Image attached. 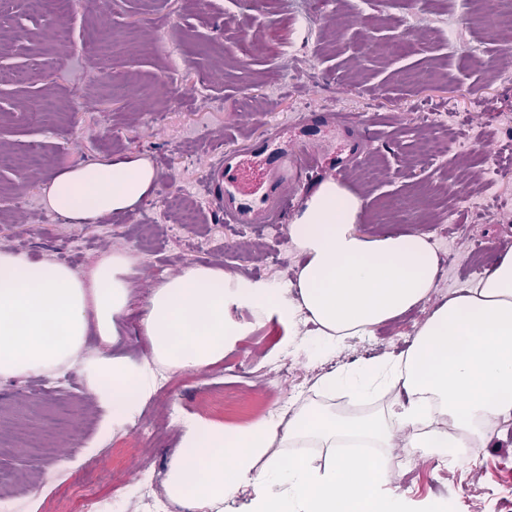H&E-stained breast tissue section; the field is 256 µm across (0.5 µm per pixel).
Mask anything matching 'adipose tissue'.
<instances>
[{
	"label": "adipose tissue",
	"mask_w": 512,
	"mask_h": 512,
	"mask_svg": "<svg viewBox=\"0 0 512 512\" xmlns=\"http://www.w3.org/2000/svg\"><path fill=\"white\" fill-rule=\"evenodd\" d=\"M156 178L149 162L115 158L56 174L48 207L76 224L129 211ZM362 202L342 183L321 181L294 214L288 236L304 256L290 290L197 264L165 278L140 308L149 361L113 355L131 307L134 258L110 253L90 278L49 261L0 251V379L47 377L82 368L112 426L132 425L155 390V368L202 373L244 336L230 316L251 308L276 320L314 357L335 354L425 300L436 286L438 253L426 232L361 234ZM326 396L395 392L384 416L351 421L314 407L224 425L189 420L164 475L169 499L193 512H224L248 494L247 512H448L444 499L416 502L382 491L385 448H411L453 463L466 448L489 447L491 422L512 421V250L474 287L449 297L421 326L405 356L342 369L316 383ZM280 448H325L316 466L282 463Z\"/></svg>",
	"instance_id": "adipose-tissue-1"
}]
</instances>
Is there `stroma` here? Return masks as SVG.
<instances>
[{"label": "stroma", "mask_w": 512, "mask_h": 512, "mask_svg": "<svg viewBox=\"0 0 512 512\" xmlns=\"http://www.w3.org/2000/svg\"><path fill=\"white\" fill-rule=\"evenodd\" d=\"M0 0V73L41 71L39 81L0 80V250L33 260L66 255L87 274L110 252L131 253V312L115 354L142 362L138 312L163 278L198 263L287 288L302 261L287 227L226 232L200 192L212 158L304 114L339 112L362 122L359 160L338 179L363 201L360 233L425 231L453 264L427 301L330 358L289 347L280 324L248 308L249 325L224 360L203 373H165L166 390L109 435L107 409L82 369L72 385L31 375L0 381V472L28 512L50 500L79 512L76 490L117 496L118 477L162 482L187 419L238 424L280 406H326L314 389L331 371L408 350L448 296L470 287L468 265L489 270L512 248V46L504 0ZM439 144L426 155V142ZM121 155L148 160L150 193L128 212L74 224L45 203L62 169ZM182 199V210L167 206ZM415 500L443 497L450 512H512V439L468 463L416 455L393 476Z\"/></svg>", "instance_id": "stroma-1"}]
</instances>
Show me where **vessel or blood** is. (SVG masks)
<instances>
[{
	"label": "vessel or blood",
	"mask_w": 512,
	"mask_h": 512,
	"mask_svg": "<svg viewBox=\"0 0 512 512\" xmlns=\"http://www.w3.org/2000/svg\"><path fill=\"white\" fill-rule=\"evenodd\" d=\"M335 142L337 171L346 170L358 146L334 114L283 125L267 138L224 149L212 162L203 191L225 223L263 228L280 223L310 167L318 145Z\"/></svg>",
	"instance_id": "b4317fda"
}]
</instances>
